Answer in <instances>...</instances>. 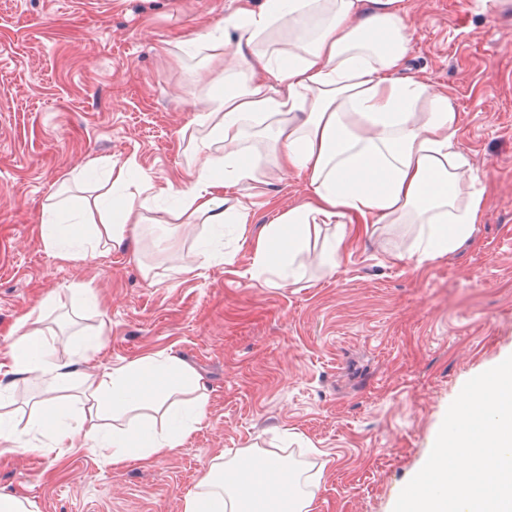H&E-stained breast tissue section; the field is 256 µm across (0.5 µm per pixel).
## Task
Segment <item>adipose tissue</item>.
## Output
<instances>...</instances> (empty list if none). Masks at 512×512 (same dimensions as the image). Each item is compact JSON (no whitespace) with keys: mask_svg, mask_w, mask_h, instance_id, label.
Wrapping results in <instances>:
<instances>
[{"mask_svg":"<svg viewBox=\"0 0 512 512\" xmlns=\"http://www.w3.org/2000/svg\"><path fill=\"white\" fill-rule=\"evenodd\" d=\"M234 32L242 61L232 78L211 76L208 107L195 118L199 135L185 151L187 181L133 191L132 167L94 160L89 171H110L111 196L70 194L47 205L40 227L46 249L79 262L106 248L140 265L141 241L151 233L156 251L165 232H150L157 216L184 232L207 226L190 251L172 255L167 275H198L221 255L225 225L246 234L249 210L229 194L252 182L260 162L304 175L309 197L249 236L243 275L282 286L304 277L300 256L319 225L332 224L316 261L335 272L354 225L411 224L405 254L415 265L455 251L467 241L484 206L483 177L458 145L459 115L446 93L405 75L410 24L402 0H247L223 23L180 42L179 52L200 48L219 58L226 32ZM247 235V234H246ZM48 307L23 317V333L0 352V395L20 383L34 386L41 406L24 427L0 411V433L23 453L48 455L90 448L113 468L130 460L148 464L182 448L206 418L201 377L177 355L150 354L103 373L85 371L109 329L100 322L74 358H54L43 324ZM84 405L85 423L70 421L72 400ZM270 448H246L239 460L214 459L184 512H315L322 472L295 483Z\"/></svg>","mask_w":512,"mask_h":512,"instance_id":"obj_1","label":"adipose tissue"}]
</instances>
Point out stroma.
<instances>
[{
    "label": "stroma",
    "instance_id": "1",
    "mask_svg": "<svg viewBox=\"0 0 512 512\" xmlns=\"http://www.w3.org/2000/svg\"><path fill=\"white\" fill-rule=\"evenodd\" d=\"M406 73L448 93L460 144L485 180L473 237L421 268L394 261L410 236L360 235L335 274L278 287L240 279L249 253L201 276L146 279L116 255L76 263L45 251L43 206L94 159L163 184L183 175L182 149L207 106L208 50L179 57L239 0H0V349L36 302L56 308L55 354L69 358L100 315L110 330L91 368L176 354L207 383L205 421L183 448L112 468L88 450L17 453L0 438V493L39 512H183L216 455L250 443L322 467L319 512H393L425 464L463 385L512 355V6L403 0ZM251 233L304 202L297 174L260 165L241 191ZM89 286L102 307H78Z\"/></svg>",
    "mask_w": 512,
    "mask_h": 512
}]
</instances>
